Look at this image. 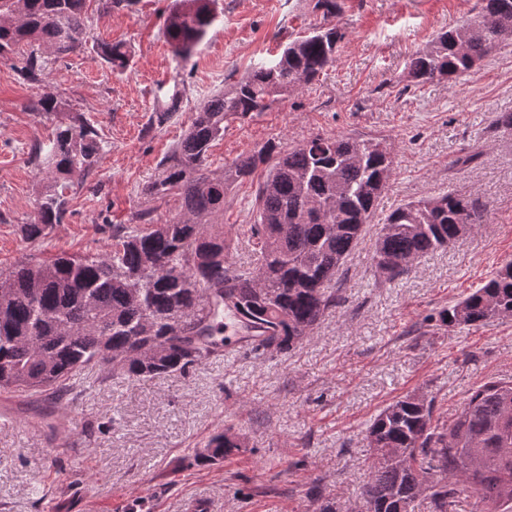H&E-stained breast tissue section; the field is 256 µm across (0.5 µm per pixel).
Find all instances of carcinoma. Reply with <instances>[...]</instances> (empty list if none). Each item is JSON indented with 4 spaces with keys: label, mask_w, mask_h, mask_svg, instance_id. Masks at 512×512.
Listing matches in <instances>:
<instances>
[{
    "label": "carcinoma",
    "mask_w": 512,
    "mask_h": 512,
    "mask_svg": "<svg viewBox=\"0 0 512 512\" xmlns=\"http://www.w3.org/2000/svg\"><path fill=\"white\" fill-rule=\"evenodd\" d=\"M86 0H0V61H12L30 85L44 81L49 56L59 59L84 39ZM459 27L442 31L407 63L417 82H453L500 45L512 44V0H481ZM213 0H175L165 36L183 63L206 38ZM323 23L289 42L279 57L244 75L201 104L185 138L163 162L144 194L171 195L181 214L162 224L139 211L132 224L112 225V247L99 255L20 261L0 269V391L59 395L78 374L101 366L128 378L185 374L237 344L286 355L299 348L336 306L330 288L361 240L387 187L394 153L385 138L317 135L288 149L266 143L219 173L209 169L212 143L225 125L262 112L299 91L336 61L342 28L331 22L338 0H316ZM29 52L21 53L23 47ZM115 70L128 63L123 46L103 43ZM54 121L31 162L49 183L27 239L39 241L67 213L69 177L99 168L97 130L81 114L63 117L58 101H37ZM253 261H231L232 239L213 218L241 177L259 166ZM480 204L454 192L408 202L385 219L375 266L391 264L394 281L419 257L459 243L480 228ZM512 317V262L465 298L440 312L448 326L482 325ZM433 400L414 394L383 408L369 428L374 451L358 512H457V486L478 498V512H512V382H489L471 394L451 423L433 418ZM242 448L231 427L214 435L196 459L213 462ZM318 512H345L319 482L308 491Z\"/></svg>",
    "instance_id": "carcinoma-1"
}]
</instances>
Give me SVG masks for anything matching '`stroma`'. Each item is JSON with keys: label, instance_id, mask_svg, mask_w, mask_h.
<instances>
[{"label": "stroma", "instance_id": "35a3bbf8", "mask_svg": "<svg viewBox=\"0 0 512 512\" xmlns=\"http://www.w3.org/2000/svg\"><path fill=\"white\" fill-rule=\"evenodd\" d=\"M173 0H131L103 11L87 0L88 29L73 52L48 66L40 87L0 62V268L24 259L104 253L112 227L140 209L162 223L181 211L144 186L188 131L197 107L279 54L322 20L315 0H216V20L187 63L164 36ZM480 0H342L345 37L336 61L287 99L231 122L208 163L223 170L267 142L295 145L315 135L373 136L395 148L394 171L363 239L339 273L336 306L288 355L237 346L185 375L127 379L93 367L72 394L35 397L42 431L0 427V512H316L312 482L347 506L369 480L367 430L389 403L411 394L452 421L472 391L512 380V317L448 327L438 313L512 262V45L496 49L455 83H416L407 61L439 32L459 26ZM123 44L124 71L97 56ZM56 97L102 138L93 174H73L64 223L28 242L45 183L30 161L52 125L34 102ZM476 155L461 167L458 158ZM258 176L236 182L218 221L253 223ZM448 191L478 195L483 224L458 245L415 260L389 281L372 260L382 221L400 204ZM76 419L79 437L62 447L57 420ZM234 426L244 446L215 464L194 461L209 437ZM91 469L74 467L75 456Z\"/></svg>", "mask_w": 512, "mask_h": 512}]
</instances>
